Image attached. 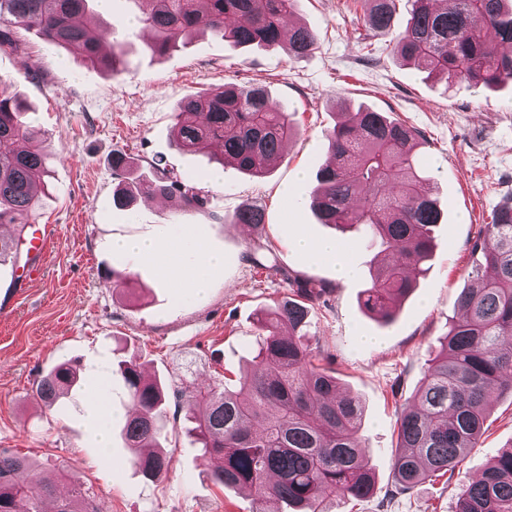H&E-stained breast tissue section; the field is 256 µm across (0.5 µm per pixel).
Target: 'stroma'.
Returning <instances> with one entry per match:
<instances>
[{
    "label": "stroma",
    "mask_w": 512,
    "mask_h": 512,
    "mask_svg": "<svg viewBox=\"0 0 512 512\" xmlns=\"http://www.w3.org/2000/svg\"><path fill=\"white\" fill-rule=\"evenodd\" d=\"M365 9L364 0H301L287 23L307 25L318 41L297 60L277 47H235L208 33L153 54V34L138 22L133 0H112L93 18L115 27L127 50L120 75L68 55L33 30L19 31L18 51L0 50V93L28 105L25 119L47 154L48 189L30 221L51 228L40 270L27 283L19 281L21 266H0V297L9 303L8 314L0 315V451L37 459L46 476H79L99 512H257L253 492L208 478L211 462L185 431L187 403L165 407L161 449L169 465L155 481L132 464L120 423L111 425L110 449L100 448L85 400L106 391L113 411L127 409L120 364L133 357L146 378L173 389L239 378L258 338V316L289 293L287 281L257 273L249 260L266 241L280 266L333 288L310 308L309 343L326 357L343 391L363 402L361 435L375 473L373 496L346 504V512H452L462 486L512 446V394L492 392L486 431L452 476L386 497L401 407L459 315L474 242L492 212L512 200V84L495 91L466 83L446 88L401 64L388 37L367 34ZM252 82L265 84L295 126L269 172L246 175L210 153L175 145L171 130L184 97ZM362 105L421 134L420 161L443 211L426 271L388 325L360 306L376 247L318 223L308 206L329 159L326 133L340 110ZM116 153L131 164L126 175L112 169ZM217 169L224 180L210 183L207 175ZM162 170L200 187L204 205L179 211L142 196L127 208L114 205L122 177L143 186ZM247 203L265 211L264 224L249 230L234 221ZM188 232L224 256L223 271L200 296H182L153 267L112 252L116 237ZM298 232L340 238L355 276L337 278L333 261L298 253ZM116 270L129 271L130 283H116ZM64 360L78 364L79 382L47 405L34 382Z\"/></svg>",
    "instance_id": "35a3bbf8"
}]
</instances>
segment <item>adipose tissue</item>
I'll list each match as a JSON object with an SVG mask.
<instances>
[{
    "label": "adipose tissue",
    "mask_w": 512,
    "mask_h": 512,
    "mask_svg": "<svg viewBox=\"0 0 512 512\" xmlns=\"http://www.w3.org/2000/svg\"><path fill=\"white\" fill-rule=\"evenodd\" d=\"M189 246L193 247L197 255L196 262L191 264L182 258ZM112 248L152 262L162 276L174 282L185 293L205 291L211 277L220 272L224 265L223 257L208 252L190 234L175 240L116 238L112 241Z\"/></svg>",
    "instance_id": "obj_1"
}]
</instances>
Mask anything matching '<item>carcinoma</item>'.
<instances>
[{
    "mask_svg": "<svg viewBox=\"0 0 512 512\" xmlns=\"http://www.w3.org/2000/svg\"><path fill=\"white\" fill-rule=\"evenodd\" d=\"M95 0H0V49L18 48L14 29H34L69 54L117 75L127 68L123 44L105 43L100 30L79 17ZM139 21L153 32L151 51L162 54L200 31L241 47L278 46L290 59L309 54L316 33L303 25L283 32L284 20L300 0H132ZM365 25L392 31L396 0H366ZM403 31L393 51L406 65L446 84L512 83V4L508 0H411ZM28 108L0 98V224L29 223L47 177L46 153L33 129L21 119ZM294 134L288 113L274 105L263 84L226 86L216 93L185 97L173 135L182 149L218 146L224 160L239 170L262 175ZM331 163L317 175L310 209L322 224L354 230L376 241L384 254L370 269L362 307L388 321L396 301L414 288L411 272L433 249L441 223L437 192L417 170L414 130L371 109L338 113L327 134ZM176 200L186 211L203 204L201 189L162 173L147 188L125 186L113 195L127 207L138 193ZM264 209L243 205L236 224L260 225ZM253 258L257 269L281 272L267 242ZM473 283L462 289L461 317L448 326L416 394L401 410L393 455V493L402 494L432 478L452 473L485 432L492 388L512 393V204L493 211L484 225ZM19 241L0 237V265L18 262ZM290 294L261 314V331L250 365L235 390L185 387L175 396L196 406L186 433L213 460L209 478L232 488H247L274 512H332L336 502L373 495L374 476L359 435L363 405L339 392L336 376L314 364L318 355L306 341L309 303L328 288L312 280L290 279ZM288 326L282 335L281 326ZM121 372L135 413L122 432L132 462L150 479L162 477L166 457L142 455L157 447L165 388L144 378L141 365L127 361ZM77 365L54 366L36 384L48 404L76 385ZM35 464L25 456L0 453V512H42L55 493L49 478L34 479ZM55 512H97L76 476ZM453 512H512V448L502 450L476 480L456 496Z\"/></svg>",
    "mask_w": 512,
    "mask_h": 512,
    "instance_id": "obj_1",
    "label": "carcinoma"
}]
</instances>
